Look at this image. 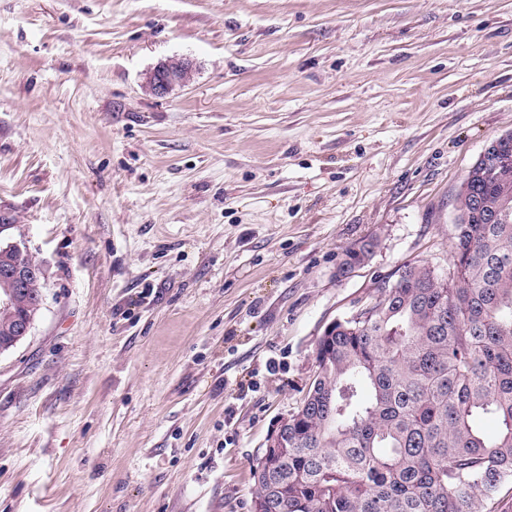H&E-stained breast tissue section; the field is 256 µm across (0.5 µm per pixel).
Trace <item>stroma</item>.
<instances>
[{
    "mask_svg": "<svg viewBox=\"0 0 512 512\" xmlns=\"http://www.w3.org/2000/svg\"><path fill=\"white\" fill-rule=\"evenodd\" d=\"M508 131L512 0H0V239L43 294L0 354V512H252L324 328L449 273ZM193 67L185 58H169L160 62L148 75L146 86L162 98L175 86H187L193 81Z\"/></svg>",
    "mask_w": 512,
    "mask_h": 512,
    "instance_id": "35a3bbf8",
    "label": "stroma"
}]
</instances>
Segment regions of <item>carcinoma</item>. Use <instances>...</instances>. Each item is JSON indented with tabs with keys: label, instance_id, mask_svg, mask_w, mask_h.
Here are the masks:
<instances>
[{
	"label": "carcinoma",
	"instance_id": "1",
	"mask_svg": "<svg viewBox=\"0 0 512 512\" xmlns=\"http://www.w3.org/2000/svg\"><path fill=\"white\" fill-rule=\"evenodd\" d=\"M509 158L512 132L457 191L452 274L405 265L318 341L288 448L253 469L263 512H487L512 479Z\"/></svg>",
	"mask_w": 512,
	"mask_h": 512
}]
</instances>
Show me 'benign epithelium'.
Returning <instances> with one entry per match:
<instances>
[{"instance_id": "obj_1", "label": "benign epithelium", "mask_w": 512, "mask_h": 512, "mask_svg": "<svg viewBox=\"0 0 512 512\" xmlns=\"http://www.w3.org/2000/svg\"><path fill=\"white\" fill-rule=\"evenodd\" d=\"M193 81V67L185 58L160 62L148 75L146 86L162 98L175 86ZM42 270L17 244L0 245V317L5 321L0 354L14 348L30 332L42 305ZM268 447H288V419L280 422Z\"/></svg>"}]
</instances>
